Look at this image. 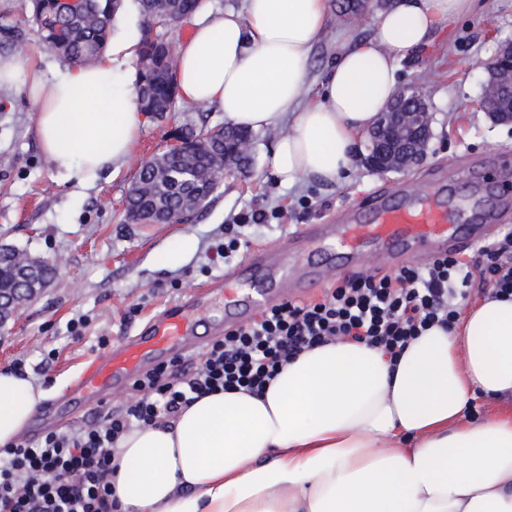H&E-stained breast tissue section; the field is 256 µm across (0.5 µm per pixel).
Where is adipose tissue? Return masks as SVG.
I'll list each match as a JSON object with an SVG mask.
<instances>
[{"label":"adipose tissue","instance_id":"adipose-tissue-1","mask_svg":"<svg viewBox=\"0 0 512 512\" xmlns=\"http://www.w3.org/2000/svg\"><path fill=\"white\" fill-rule=\"evenodd\" d=\"M475 0H394L373 39L344 45L307 98V60L325 0H243L206 16L178 47L177 88L226 122L285 127L273 175L335 183L356 139L396 95L401 61ZM111 56L51 75L0 57V87L28 88L41 148L86 182L127 161L143 124L136 80ZM512 398V298H483L452 330L413 340L397 363L340 341L301 353L264 394L204 396L173 422L118 443L110 482L122 512H512V415L470 419L471 398ZM46 393L0 369V447L29 426Z\"/></svg>","mask_w":512,"mask_h":512}]
</instances>
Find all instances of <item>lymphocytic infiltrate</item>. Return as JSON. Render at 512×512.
Segmentation results:
<instances>
[{"label": "lymphocytic infiltrate", "mask_w": 512, "mask_h": 512, "mask_svg": "<svg viewBox=\"0 0 512 512\" xmlns=\"http://www.w3.org/2000/svg\"><path fill=\"white\" fill-rule=\"evenodd\" d=\"M512 296V231L479 246L476 256L449 253L394 273L362 272L337 281L311 302H285L225 334L194 366L160 365L134 392L75 432L19 439L0 448V512H118L109 477L115 448L132 428L173 420L202 396L260 394L302 352L355 341L398 360L431 327L453 326L471 289Z\"/></svg>", "instance_id": "lymphocytic-infiltrate-1"}]
</instances>
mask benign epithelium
Returning a JSON list of instances; mask_svg holds the SVG:
<instances>
[{"label": "benign epithelium", "mask_w": 512, "mask_h": 512, "mask_svg": "<svg viewBox=\"0 0 512 512\" xmlns=\"http://www.w3.org/2000/svg\"><path fill=\"white\" fill-rule=\"evenodd\" d=\"M486 70L481 109L496 122H511L512 112L504 111V107L512 99V43L496 53ZM430 139L431 118L424 95L418 90L400 92L370 131L371 150L364 163L378 172L407 170L426 160ZM126 209L135 223L173 224L188 216L186 211L173 216H143L129 204ZM44 263L40 258L26 259L19 273L25 287L0 289V330L6 328L16 308L38 297L49 285L39 276Z\"/></svg>", "instance_id": "obj_1"}]
</instances>
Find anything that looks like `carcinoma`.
I'll return each instance as SVG.
<instances>
[{"mask_svg": "<svg viewBox=\"0 0 512 512\" xmlns=\"http://www.w3.org/2000/svg\"><path fill=\"white\" fill-rule=\"evenodd\" d=\"M144 35L139 42L137 104L143 113L176 111L172 100L177 90V58L170 49L158 55L163 35L152 34L160 13L190 16L201 0H139ZM32 21L42 42L71 64L82 65L98 59L106 47L112 20L122 0H83L76 12L56 9L54 0H33ZM198 135L196 147L177 158L135 160L139 207L148 212L192 206L199 210L224 180V154L235 156L243 167L253 161V136L226 125L199 133L187 128V137ZM23 255L15 250L0 252V286L13 287Z\"/></svg>", "mask_w": 512, "mask_h": 512, "instance_id": "obj_1", "label": "carcinoma"}]
</instances>
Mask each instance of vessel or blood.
I'll list each match as a JSON object with an SVG mask.
<instances>
[{"label":"vessel or blood","instance_id":"obj_1","mask_svg":"<svg viewBox=\"0 0 512 512\" xmlns=\"http://www.w3.org/2000/svg\"><path fill=\"white\" fill-rule=\"evenodd\" d=\"M456 194L452 187H414L376 197L354 209L345 223L307 227L294 238L289 254L257 251L249 261L225 272L219 284L229 290L237 283H255L273 271L290 277L297 263H309L313 255L325 250H339L344 259L353 263L363 262L366 254L372 252L389 265L400 257L418 262L445 254L452 247L476 245L483 239L482 229L490 207L478 203L472 223H454ZM191 333L181 307L169 308L133 340L91 361L79 384L80 390L94 389L116 373L135 372L146 352L164 351L184 342Z\"/></svg>","mask_w":512,"mask_h":512}]
</instances>
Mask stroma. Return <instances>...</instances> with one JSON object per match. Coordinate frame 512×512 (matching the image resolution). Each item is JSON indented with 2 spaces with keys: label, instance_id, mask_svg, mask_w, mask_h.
<instances>
[{
  "label": "stroma",
  "instance_id": "stroma-1",
  "mask_svg": "<svg viewBox=\"0 0 512 512\" xmlns=\"http://www.w3.org/2000/svg\"><path fill=\"white\" fill-rule=\"evenodd\" d=\"M389 0H370L356 13H341L326 0L327 22L308 63V84L318 92L337 47L370 39L375 15ZM31 0H0V56H17L28 68L46 72L62 59L42 45L31 22ZM512 41V0H479L472 14L441 23L431 45L400 63L399 89L423 92L433 115L426 162L405 172L380 173L362 161L367 136L357 144L358 161L344 181L299 180L282 185L272 174L271 156L282 129L256 133L255 163L225 176L210 203L179 224H132L125 196L136 177L135 159L161 153L186 123L223 125L217 108L196 111L178 102L165 116L149 114L131 158L119 171L100 173L91 185L64 179L43 153L37 112L26 89H0V243L57 261L49 288L16 314L0 333V368L22 364L47 397L24 436L38 440L65 432L118 406L129 379L108 383L91 398L75 384L100 355L99 337L111 343L136 335L174 305L194 322L192 350L199 353L224 333V291L216 280L228 265H240L260 249H288L304 226L332 224L347 207L367 202L411 182L438 186L496 181L512 186V124L495 123L479 107L484 65L499 46ZM262 210L268 221L241 225L247 212ZM233 234L243 241L231 263L214 257L211 244ZM136 316H129L131 307ZM83 317L81 336L68 324Z\"/></svg>",
  "mask_w": 512,
  "mask_h": 512
}]
</instances>
